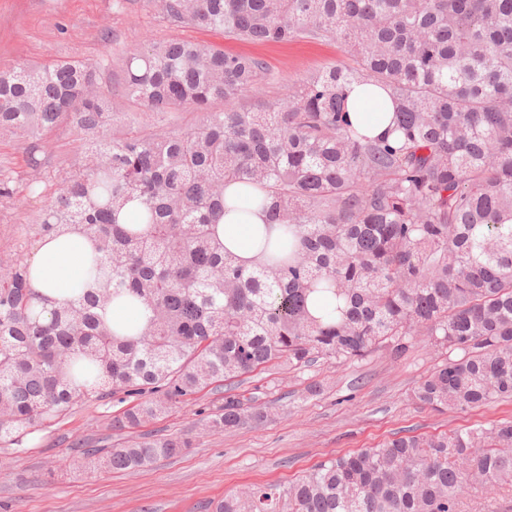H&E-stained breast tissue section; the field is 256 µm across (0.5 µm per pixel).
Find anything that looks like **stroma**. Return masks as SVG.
Wrapping results in <instances>:
<instances>
[{
  "mask_svg": "<svg viewBox=\"0 0 512 512\" xmlns=\"http://www.w3.org/2000/svg\"><path fill=\"white\" fill-rule=\"evenodd\" d=\"M171 39L265 60L267 78L257 93L233 101L236 109L284 98L289 84L345 57L334 42L263 45L221 32L175 28L150 0H0V66L72 58L91 62L125 126L160 119L127 101L122 53ZM197 119L188 110L160 121L179 127ZM42 156L48 176L76 164L81 158L77 133L66 130L48 139ZM45 204L37 195L20 203L0 198V265L14 257L18 226L32 223ZM441 359L420 342L398 360L376 351L343 366L321 359L301 370L269 367L211 386L147 426L155 434H191L192 448L134 475L84 464L76 440L108 436L118 445L129 439L107 429L122 409L116 399L87 402L52 426L24 435L18 445L0 449L10 460L0 468V512H213L224 494L243 485L289 483L330 456L375 447L398 432L434 433L512 418V401L442 413L419 403L413 391ZM315 382L323 386L317 396L307 391ZM237 394L271 407L272 418L255 428L206 430L200 413Z\"/></svg>",
  "mask_w": 512,
  "mask_h": 512,
  "instance_id": "stroma-1",
  "label": "stroma"
}]
</instances>
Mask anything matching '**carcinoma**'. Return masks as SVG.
<instances>
[{"mask_svg": "<svg viewBox=\"0 0 512 512\" xmlns=\"http://www.w3.org/2000/svg\"><path fill=\"white\" fill-rule=\"evenodd\" d=\"M170 26L241 40H334L352 60L312 72L256 108L266 64L174 40L135 48L124 93L152 112L189 108L188 129L113 132L112 99L83 60L0 66V134L28 143L24 189L48 204L21 225L0 267V445L92 399L133 405L134 431L216 382L269 365L403 357L420 336L446 353L415 398L442 412L512 400V0H153ZM369 82L393 105V139L348 120L347 89ZM78 133L80 164L43 176L44 138ZM266 193L290 240L250 269L212 235L224 188ZM139 210L119 223V212ZM77 225L95 242L98 292L33 314L24 248ZM123 294L149 312L118 335L100 312ZM270 416L224 398L207 426ZM190 446L150 434L83 452L136 472ZM512 487V419L403 435L330 458L298 480L224 495L214 512H462L479 488Z\"/></svg>", "mask_w": 512, "mask_h": 512, "instance_id": "carcinoma-1", "label": "carcinoma"}]
</instances>
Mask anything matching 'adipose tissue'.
Returning <instances> with one entry per match:
<instances>
[{"mask_svg":"<svg viewBox=\"0 0 512 512\" xmlns=\"http://www.w3.org/2000/svg\"><path fill=\"white\" fill-rule=\"evenodd\" d=\"M347 106L354 126L371 137L387 128L392 114L387 94L369 84L353 86ZM262 200L259 190L229 184L224 216L214 227L218 242L249 263L259 259L265 244H278L284 235L281 225L266 223ZM92 251L91 240L76 228L39 242L28 260L32 287L57 300L81 294L90 282Z\"/></svg>","mask_w":512,"mask_h":512,"instance_id":"obj_1","label":"adipose tissue"}]
</instances>
